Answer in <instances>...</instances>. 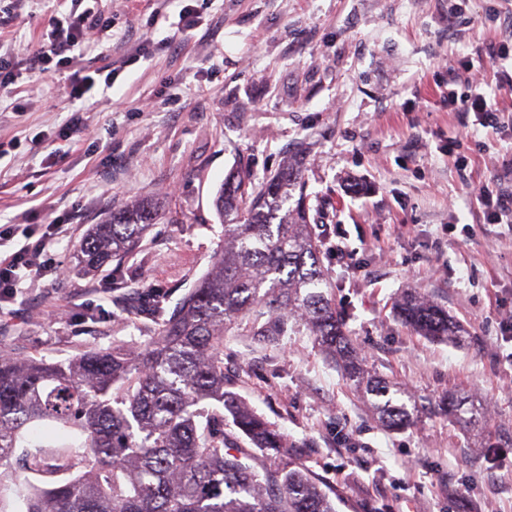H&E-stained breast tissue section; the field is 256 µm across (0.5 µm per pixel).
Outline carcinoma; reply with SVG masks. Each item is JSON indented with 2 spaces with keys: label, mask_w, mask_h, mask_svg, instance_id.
<instances>
[{
  "label": "carcinoma",
  "mask_w": 512,
  "mask_h": 512,
  "mask_svg": "<svg viewBox=\"0 0 512 512\" xmlns=\"http://www.w3.org/2000/svg\"><path fill=\"white\" fill-rule=\"evenodd\" d=\"M214 206L224 238L211 267L174 307L162 292L152 298L160 324L144 351L114 346L65 362L0 355V512H336L302 464L277 462L284 435L224 390V329L255 309L263 319L251 335L304 325L365 386L385 428L413 422L400 388L365 378L328 297L303 157L257 183L242 167L230 172ZM159 209L140 196L111 210L87 231L78 262L97 272L132 256ZM397 310L422 336L465 342L448 310L417 291ZM463 406L448 394L437 403L450 420L478 422Z\"/></svg>",
  "instance_id": "cac0c4a2"
}]
</instances>
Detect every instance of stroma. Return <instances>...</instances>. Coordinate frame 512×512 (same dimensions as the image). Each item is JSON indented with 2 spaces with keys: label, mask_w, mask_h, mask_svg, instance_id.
I'll use <instances>...</instances> for the list:
<instances>
[{
  "label": "stroma",
  "mask_w": 512,
  "mask_h": 512,
  "mask_svg": "<svg viewBox=\"0 0 512 512\" xmlns=\"http://www.w3.org/2000/svg\"><path fill=\"white\" fill-rule=\"evenodd\" d=\"M461 5L456 27L448 13ZM158 0H98L112 19L72 68L0 90V230H63L54 267L0 302V353L66 361L118 344L142 351L155 319L113 302L169 292L177 302L221 242L213 201L226 174L273 173L306 146L304 178L330 296L368 374L419 405L464 397L482 420L426 413L391 431L306 329L260 342L247 322L224 336V386L284 433L292 458L336 491V512H512V223L487 220L482 186L512 190V0H195L193 24ZM70 0H0V44L29 58ZM156 40L140 55L142 33ZM484 61L496 124L448 102ZM115 69L69 96L73 68ZM81 111L80 133L61 127ZM163 205L117 272L87 273L89 225L133 194ZM353 252L342 262L337 249ZM418 289L469 333L459 346L396 315ZM496 445H485L486 437Z\"/></svg>",
  "instance_id": "1"
}]
</instances>
